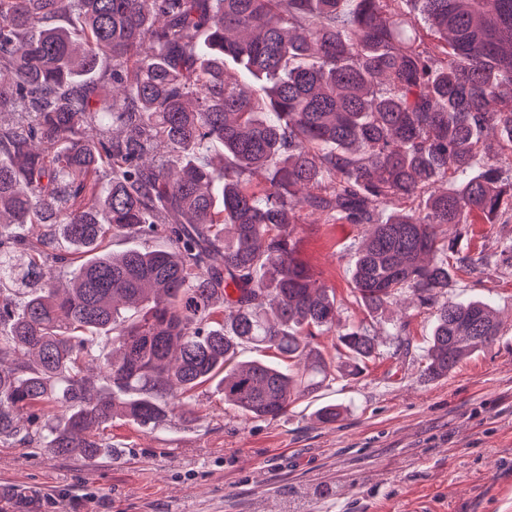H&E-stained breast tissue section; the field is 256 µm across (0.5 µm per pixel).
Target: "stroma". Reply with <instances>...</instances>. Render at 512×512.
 I'll return each instance as SVG.
<instances>
[{
	"mask_svg": "<svg viewBox=\"0 0 512 512\" xmlns=\"http://www.w3.org/2000/svg\"><path fill=\"white\" fill-rule=\"evenodd\" d=\"M363 227L307 216L299 258L331 289L341 318L376 333L369 369L291 405L251 418L212 387L194 413L148 431L116 418L104 430L113 456L87 462L0 440V482L14 493L0 512H512V263L499 243L511 224L473 217L467 232L445 226L454 251L448 298L497 310L493 344L431 381L422 374L432 310L393 304L369 316L354 303L349 270ZM405 323L410 347L392 327ZM338 404L336 423L315 417Z\"/></svg>",
	"mask_w": 512,
	"mask_h": 512,
	"instance_id": "stroma-1",
	"label": "stroma"
}]
</instances>
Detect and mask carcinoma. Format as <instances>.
<instances>
[{
  "label": "carcinoma",
  "instance_id": "carcinoma-1",
  "mask_svg": "<svg viewBox=\"0 0 512 512\" xmlns=\"http://www.w3.org/2000/svg\"><path fill=\"white\" fill-rule=\"evenodd\" d=\"M504 158L512 0H0V439L91 462L112 419L163 428L206 384L273 420L363 373L377 337L297 256L311 214L365 227L368 314L406 293L435 309L422 373L448 376L499 323L448 300L442 227L512 223ZM248 345L288 367L238 360ZM308 341L311 348L319 350L324 354L331 371H334L335 366L342 360L339 358L340 355L336 350V338L334 336L320 335L312 336L308 338Z\"/></svg>",
  "mask_w": 512,
  "mask_h": 512
}]
</instances>
